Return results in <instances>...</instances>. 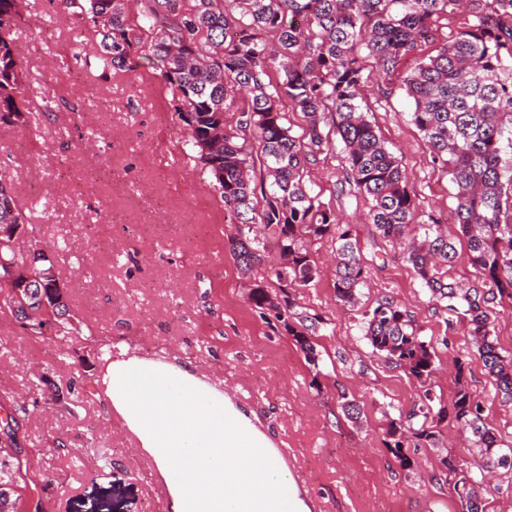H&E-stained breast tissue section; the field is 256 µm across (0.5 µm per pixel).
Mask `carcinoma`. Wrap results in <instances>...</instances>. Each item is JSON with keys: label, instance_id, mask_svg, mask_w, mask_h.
<instances>
[{"label": "carcinoma", "instance_id": "obj_1", "mask_svg": "<svg viewBox=\"0 0 512 512\" xmlns=\"http://www.w3.org/2000/svg\"><path fill=\"white\" fill-rule=\"evenodd\" d=\"M21 0H0V123L26 122L23 70L14 52L12 30ZM151 33L148 59L178 101L198 159L210 175L224 209L236 224L228 238L241 270L268 265L280 285L272 295L261 281L252 305L273 313L313 369L319 355L312 337L324 321L301 310L292 288L318 278L311 253L314 240H331L336 301L357 304L371 268L350 224L342 223L303 181L308 163L337 137L344 145L340 193L362 198L368 222L384 242L403 246L408 263L430 300L443 304L467 326L471 343L507 401L512 400V358L491 339L493 304L512 299V0H136ZM77 20L94 25L102 70L133 69L140 42L128 23L129 0H63ZM468 12L464 26L448 36L436 55L407 70L403 90L413 104L412 121L432 162L448 169L455 187L456 220L467 240L471 264L483 276L479 288L448 281L453 243L431 227L410 236L419 203L406 170L386 146L364 111L361 51L376 79L390 81L400 65L435 40L437 20ZM305 118L292 134L282 99ZM237 113L235 122L224 118ZM11 180L0 175V225L24 224ZM264 225L265 233L249 225ZM42 251L40 247L32 252ZM30 252V253H32ZM30 253L0 246V275L24 266ZM35 314L21 324L28 336L61 327L65 313ZM363 337L385 362L414 377L423 400L389 420L387 448L410 466L407 441L423 448L436 442L430 419L449 420L469 434L478 457L465 468L451 456L441 459L461 512H484L487 474L512 470V448H503L487 426L484 407L456 361V388L450 404L426 388L435 371L432 341L394 297L384 295L362 317ZM340 407L351 422L362 407L344 393Z\"/></svg>", "mask_w": 512, "mask_h": 512}]
</instances>
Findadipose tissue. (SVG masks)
<instances>
[{
    "label": "adipose tissue",
    "instance_id": "obj_1",
    "mask_svg": "<svg viewBox=\"0 0 512 512\" xmlns=\"http://www.w3.org/2000/svg\"><path fill=\"white\" fill-rule=\"evenodd\" d=\"M98 382L156 469L170 512H226V500L271 512L280 486L253 448L254 428L224 424V393L201 369L131 355L102 365Z\"/></svg>",
    "mask_w": 512,
    "mask_h": 512
}]
</instances>
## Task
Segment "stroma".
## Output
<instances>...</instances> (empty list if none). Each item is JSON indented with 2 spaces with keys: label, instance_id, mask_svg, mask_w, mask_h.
I'll list each match as a JSON object with an SVG mask.
<instances>
[{
  "label": "stroma",
  "instance_id": "35a3bbf8",
  "mask_svg": "<svg viewBox=\"0 0 512 512\" xmlns=\"http://www.w3.org/2000/svg\"><path fill=\"white\" fill-rule=\"evenodd\" d=\"M24 72L28 122L0 125V169L26 214L21 249L56 248V276L70 326L48 338L23 334L0 299V408L18 423L16 444L0 448V487L14 512H168L153 465L111 414L97 383L104 353L128 348L204 368L211 382L235 387L244 413L299 467L304 495L318 512H460L441 459L476 453L452 422L440 442L409 448L402 468L384 444L385 407L410 408L423 391L372 352L363 310L390 295L432 338V391L450 401L455 361L489 426L512 448V401L498 395L466 327L429 294L397 248L374 234L365 205L338 197L342 148L309 166L305 179L327 208L352 224L374 268L360 303L334 296L330 240L316 241L319 276L296 291L298 303L327 319L311 369L281 323L249 301L264 268L243 273L225 247L232 223L188 142L172 91L159 69L90 71L72 60L95 55L99 39L61 0H25L13 30ZM364 103L379 135L406 167L421 203L419 223L437 220L455 239L448 278L480 286L455 222L454 186L433 164L411 120L400 80H368ZM364 411L344 416L339 393Z\"/></svg>",
  "mask_w": 512,
  "mask_h": 512
}]
</instances>
